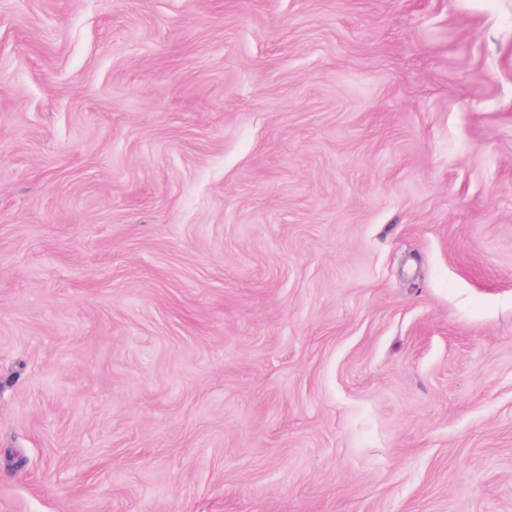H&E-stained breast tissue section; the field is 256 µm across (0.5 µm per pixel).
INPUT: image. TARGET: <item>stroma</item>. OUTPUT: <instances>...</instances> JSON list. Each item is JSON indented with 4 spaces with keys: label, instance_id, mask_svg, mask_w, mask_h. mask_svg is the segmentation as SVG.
Wrapping results in <instances>:
<instances>
[{
    "label": "stroma",
    "instance_id": "1",
    "mask_svg": "<svg viewBox=\"0 0 512 512\" xmlns=\"http://www.w3.org/2000/svg\"><path fill=\"white\" fill-rule=\"evenodd\" d=\"M0 512H512V0H0Z\"/></svg>",
    "mask_w": 512,
    "mask_h": 512
}]
</instances>
